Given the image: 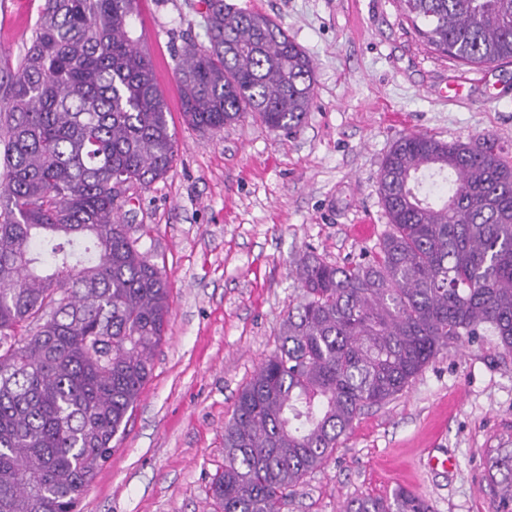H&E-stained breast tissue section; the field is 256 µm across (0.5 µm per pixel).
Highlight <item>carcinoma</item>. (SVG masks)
Listing matches in <instances>:
<instances>
[{
    "instance_id": "cac0c4a2",
    "label": "carcinoma",
    "mask_w": 512,
    "mask_h": 512,
    "mask_svg": "<svg viewBox=\"0 0 512 512\" xmlns=\"http://www.w3.org/2000/svg\"><path fill=\"white\" fill-rule=\"evenodd\" d=\"M433 47L464 65L512 61V0H400ZM209 47L176 70L186 121L248 116L293 133L310 111L311 59L275 19L203 0ZM136 0H45L0 81V512H78L112 456L166 334L170 288L123 223L127 191L175 157L151 59L130 36ZM388 230L373 255L314 254L280 344L224 425L219 512H278L355 418L415 380L451 339L489 332L512 353V165L494 143L424 133L378 173ZM492 512L512 501L500 473ZM347 512H433L405 489Z\"/></svg>"
}]
</instances>
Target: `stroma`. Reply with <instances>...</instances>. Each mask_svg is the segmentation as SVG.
<instances>
[{
    "mask_svg": "<svg viewBox=\"0 0 512 512\" xmlns=\"http://www.w3.org/2000/svg\"><path fill=\"white\" fill-rule=\"evenodd\" d=\"M276 18L311 58L314 96L302 128L259 120L216 132L188 124L178 50L209 39L201 0H139L133 36L154 64L175 137L168 174L129 191L125 223L165 271L171 320L151 376L80 512H215L224 424L238 393L278 346L301 296L308 253L338 265L367 257L387 229L377 177L400 137L494 139L512 162V64L464 66L429 47L400 0H230ZM45 0H0V70L29 46ZM371 217L370 238L353 236ZM512 422V354L496 337L449 341L412 384L353 421L329 460L279 512H343L403 487L434 512H490L478 483L485 443ZM451 457L449 469L430 457Z\"/></svg>",
    "mask_w": 512,
    "mask_h": 512,
    "instance_id": "1",
    "label": "stroma"
}]
</instances>
